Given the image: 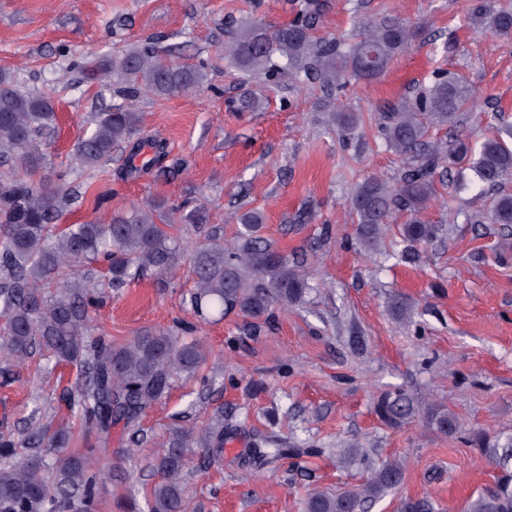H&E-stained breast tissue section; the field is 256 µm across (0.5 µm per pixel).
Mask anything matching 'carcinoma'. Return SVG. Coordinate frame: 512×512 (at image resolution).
Segmentation results:
<instances>
[{"mask_svg":"<svg viewBox=\"0 0 512 512\" xmlns=\"http://www.w3.org/2000/svg\"><path fill=\"white\" fill-rule=\"evenodd\" d=\"M324 8L321 0H301L293 20L276 29L260 19L235 24L224 47L225 59L248 77L318 81L327 95L323 111L331 113L337 128L351 133L362 114L336 108V87L348 76L371 80L382 75L390 60L410 46L414 32L402 22L384 19L363 24L359 39L350 44L320 39L315 22ZM467 21L501 36L512 35V9H493L486 0H471ZM103 78L120 89L126 104L99 113L94 127L78 142L75 159L80 167L94 169L113 151L129 145L121 176L133 179L166 157L161 142L153 141L152 156L136 164L144 147L133 141L140 126L139 94L192 93L206 74L199 66L167 59L153 43L145 42L112 57ZM475 98L471 88L437 73L414 96L387 104L380 133L406 167L400 184L392 186L371 176L352 196L362 247H378L392 214L405 211L410 219L399 229L405 246L397 255L405 261L413 259L416 245L437 237L439 226L423 220L421 212L437 195V179L447 172L468 170L470 182L487 191L512 180V143L499 133L475 141L430 138L433 128L461 125ZM233 105L238 112H257L263 101L245 90ZM55 125L50 99L23 93L11 77L0 76V351L23 362L34 349L43 348L58 363L79 368L83 386L76 394L62 395V401L106 440L115 426L134 425L167 393L175 375L195 374L207 352L202 343L188 342L167 330L140 332L119 346L89 337L99 288L89 270L63 281L57 294L47 292L61 270L75 262L104 265L111 286L124 288L132 279L131 270L163 278L178 269L187 252L184 241L165 230L177 209L164 201L118 210L107 224L60 227L61 205L69 196L65 177L54 185L25 179L45 161L43 139ZM475 220L511 225L512 193L497 194L490 209L476 214ZM239 224L229 244L214 240L192 253L194 312L220 319L238 312L266 320L278 308L302 303L309 290L303 265L288 260L262 238L259 213H243ZM374 410L392 428L419 417L444 436L455 435L460 428L457 416L443 407L435 405L420 413L413 397L402 390L381 396ZM70 440L66 427L37 428L18 440L0 435V512H97L100 472L88 456L76 453L59 462L48 458V449L61 448ZM467 442L498 472L493 485L468 502L466 512H512V432L478 431ZM268 444L266 439L254 443L248 463L319 453L315 448ZM197 448L212 460L224 456V415H215L203 429L177 426L169 432L163 448L153 456L161 478L147 497L149 512H188L187 473ZM403 477V464L391 461L354 489L311 494L305 512H365Z\"/></svg>","mask_w":512,"mask_h":512,"instance_id":"1","label":"carcinoma"}]
</instances>
